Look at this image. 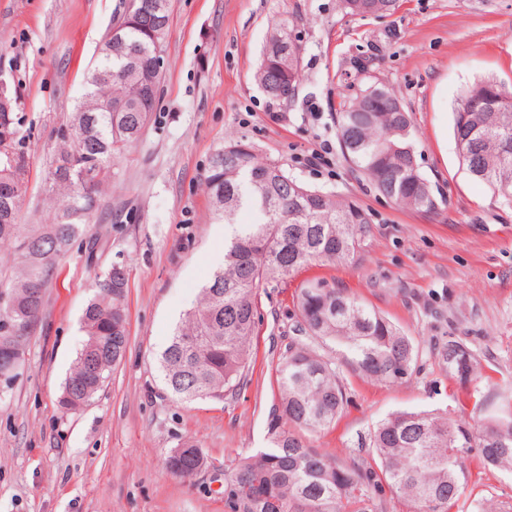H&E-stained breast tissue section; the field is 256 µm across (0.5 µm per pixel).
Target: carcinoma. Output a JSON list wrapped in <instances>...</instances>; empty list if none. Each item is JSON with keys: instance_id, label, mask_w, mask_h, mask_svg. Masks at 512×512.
<instances>
[{"instance_id": "1", "label": "carcinoma", "mask_w": 512, "mask_h": 512, "mask_svg": "<svg viewBox=\"0 0 512 512\" xmlns=\"http://www.w3.org/2000/svg\"><path fill=\"white\" fill-rule=\"evenodd\" d=\"M145 0H125L112 27V52L102 53L87 81L84 111L74 113L46 192L65 198L50 224L17 223L26 190V161L11 113L0 112V241L13 245L11 276L0 279V351H25L43 310L58 259L90 230L85 217L95 194L112 176V160L138 139L151 113L140 111L143 89L137 67L163 52L170 9L153 37L135 20ZM398 0H343L351 15L393 12ZM256 80L274 101L290 103L301 83L300 46L288 30L269 37ZM343 158L373 188L399 207L438 212L445 199L417 164L411 118L386 86L372 84L345 95L337 116ZM454 140L466 169L512 204V91L494 79L472 86L454 112ZM205 187L216 219L231 228L223 263L175 326L160 368L164 388L179 403L222 401L241 391L257 319V292L312 264L334 265L360 257L371 235L369 214L355 201L312 188L250 146L232 142L217 151ZM260 214L236 228L237 211ZM128 277L112 265L98 276L83 318L84 342L67 374L59 404L75 411L103 389L128 342ZM297 339L276 367L278 396L268 415L266 446L224 476L228 512H380L382 496L411 501L416 512H453L467 484L466 457L479 448L485 465L512 471V405L474 430L446 414L396 412L370 435L374 464L339 462L310 446L306 433L333 426L348 403L336 363L312 341L338 344L363 378L393 383L409 374L416 357L411 337L360 299L323 281L296 293ZM441 357L448 373L468 378L474 353L450 340ZM207 461L187 440L165 459L173 475L189 477Z\"/></svg>"}]
</instances>
